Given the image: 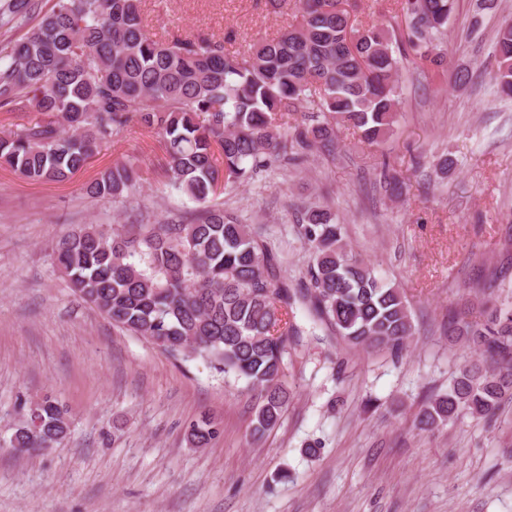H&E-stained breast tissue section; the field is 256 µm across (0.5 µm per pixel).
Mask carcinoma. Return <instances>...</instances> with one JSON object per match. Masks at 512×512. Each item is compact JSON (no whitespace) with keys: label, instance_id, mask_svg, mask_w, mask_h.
<instances>
[{"label":"carcinoma","instance_id":"cac0c4a2","mask_svg":"<svg viewBox=\"0 0 512 512\" xmlns=\"http://www.w3.org/2000/svg\"><path fill=\"white\" fill-rule=\"evenodd\" d=\"M0 0V109L38 117L0 136V165L31 181L63 182L105 143L137 122L161 137L168 184L198 205L188 222L132 224L109 233L92 224L53 249L73 291L121 330L174 357L201 359L247 381L255 397L251 436L282 422L292 399L288 345L302 335L296 308L346 344L397 355L416 333L400 289L347 249L343 225L327 206L302 210L307 282L292 291L280 277L275 245L218 201L277 162L302 164L332 154L350 126L376 144L396 123L399 72L421 62L445 73L442 48L456 0H397L405 30L357 26L350 0H298L297 14L244 51L203 34L160 39L141 0ZM493 79L512 96V21L499 28ZM138 177L117 163L86 186L121 204ZM448 339L479 352L448 390L424 403L416 426L435 432L470 416L498 421L512 402V292L492 276L477 307L448 326ZM70 430L67 410L44 397L10 439L19 451L47 450ZM219 434L207 416L189 427L205 447Z\"/></svg>","mask_w":512,"mask_h":512}]
</instances>
